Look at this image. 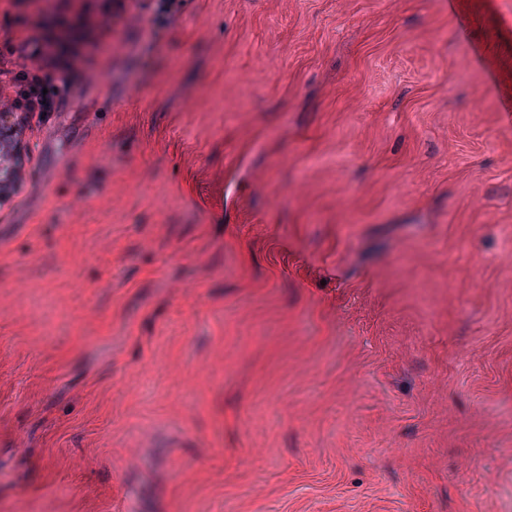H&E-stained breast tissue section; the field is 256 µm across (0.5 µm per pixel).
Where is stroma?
Masks as SVG:
<instances>
[{
  "label": "stroma",
  "mask_w": 512,
  "mask_h": 512,
  "mask_svg": "<svg viewBox=\"0 0 512 512\" xmlns=\"http://www.w3.org/2000/svg\"><path fill=\"white\" fill-rule=\"evenodd\" d=\"M512 0H171L0 210V512H512Z\"/></svg>",
  "instance_id": "1"
}]
</instances>
